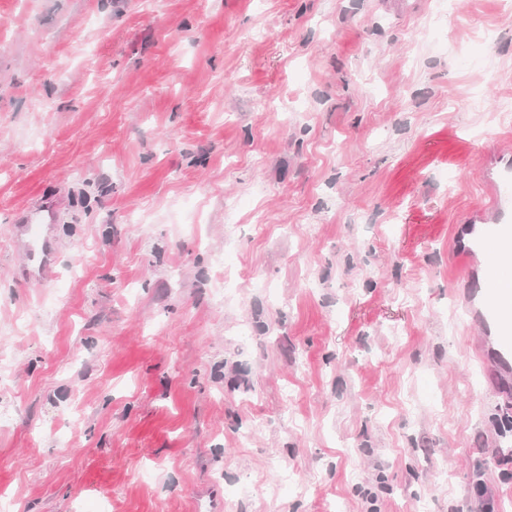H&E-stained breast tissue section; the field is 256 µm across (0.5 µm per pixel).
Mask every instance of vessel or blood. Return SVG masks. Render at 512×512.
<instances>
[{
    "mask_svg": "<svg viewBox=\"0 0 512 512\" xmlns=\"http://www.w3.org/2000/svg\"><path fill=\"white\" fill-rule=\"evenodd\" d=\"M474 178L483 192L461 220V233L467 238L462 252L471 259L482 256L483 267L462 268L467 286L464 305L471 325L494 338L496 362L506 368L512 366V282L505 276L512 269V153L481 152ZM58 207L56 200H43L11 227L26 251L24 278L42 281L52 276V226Z\"/></svg>",
    "mask_w": 512,
    "mask_h": 512,
    "instance_id": "obj_1",
    "label": "vessel or blood"
}]
</instances>
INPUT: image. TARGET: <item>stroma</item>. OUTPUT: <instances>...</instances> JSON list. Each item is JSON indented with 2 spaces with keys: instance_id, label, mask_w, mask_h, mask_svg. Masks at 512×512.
<instances>
[{
  "instance_id": "1",
  "label": "stroma",
  "mask_w": 512,
  "mask_h": 512,
  "mask_svg": "<svg viewBox=\"0 0 512 512\" xmlns=\"http://www.w3.org/2000/svg\"><path fill=\"white\" fill-rule=\"evenodd\" d=\"M511 124L512 0H0V499L512 512L453 243ZM59 204L54 199L43 200L36 208L22 214L16 224H10L13 235L22 242L26 251L23 277L35 281L52 277L55 248L52 227Z\"/></svg>"
}]
</instances>
